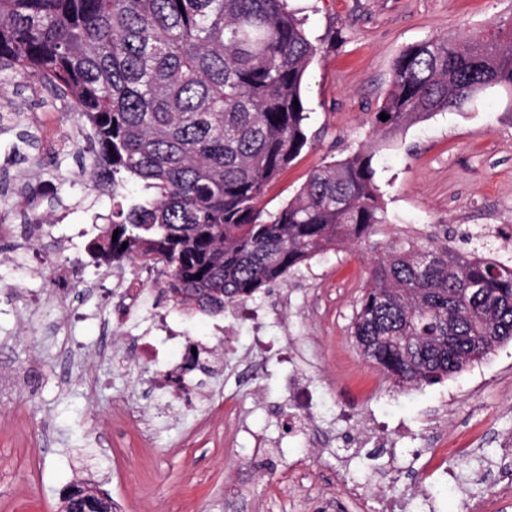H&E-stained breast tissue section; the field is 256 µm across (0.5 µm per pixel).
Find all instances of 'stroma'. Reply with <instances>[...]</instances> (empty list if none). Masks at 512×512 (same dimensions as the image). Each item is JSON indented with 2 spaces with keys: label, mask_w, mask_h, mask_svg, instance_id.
Here are the masks:
<instances>
[{
  "label": "stroma",
  "mask_w": 512,
  "mask_h": 512,
  "mask_svg": "<svg viewBox=\"0 0 512 512\" xmlns=\"http://www.w3.org/2000/svg\"><path fill=\"white\" fill-rule=\"evenodd\" d=\"M318 47L303 102L308 143L267 187L260 207L275 212L318 167L357 151L373 165L390 222L379 240L448 236L467 249V236L489 225L512 227V114L496 89L464 109L405 125L392 137L376 132L395 58L406 47L461 37L512 22V0H294ZM0 111L22 112L34 137L33 162L13 157L14 132L0 134V217L15 231L0 236V512H62L72 485L97 482L121 512H360L343 492L347 480L372 476L379 494L411 499L423 512L439 483L411 451L448 463L470 487L512 512L502 479L482 480L499 455L498 436L512 433V342L467 373L405 392L364 359L350 324L372 264L367 246L330 250L258 298L279 312L282 335L256 348L239 328L222 350L221 367L194 374L170 398L155 389L156 368L138 357L148 323H127L106 335L122 313L119 279L148 284L153 273L91 263L87 239L66 246L74 225L112 213V189L80 176L86 153L81 121L70 103L39 84L21 89L0 76ZM54 183L55 202H30L29 186ZM60 221L37 247L18 251L30 227L29 207ZM69 268L60 279V268ZM85 302L72 318L65 299ZM289 344L318 387L320 422L311 434L288 432L283 383ZM394 433L385 454L359 438L370 414ZM355 449L345 479L336 459ZM457 448L474 452L471 469Z\"/></svg>",
  "instance_id": "obj_1"
}]
</instances>
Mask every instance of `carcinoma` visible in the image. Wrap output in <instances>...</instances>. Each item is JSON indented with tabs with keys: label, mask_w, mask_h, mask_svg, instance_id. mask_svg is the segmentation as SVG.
Returning <instances> with one entry per match:
<instances>
[{
	"label": "carcinoma",
	"mask_w": 512,
	"mask_h": 512,
	"mask_svg": "<svg viewBox=\"0 0 512 512\" xmlns=\"http://www.w3.org/2000/svg\"><path fill=\"white\" fill-rule=\"evenodd\" d=\"M316 53L289 0H0V72L70 100L90 126L89 180L114 197L130 181L146 192L118 205L89 255L162 267L159 297L187 312L220 315L389 223L364 152L315 169L276 213L259 208L307 143L302 84ZM490 88L511 113L512 23L411 45L394 61L380 131ZM351 336L396 388L437 383L512 341V262L394 238L374 258ZM83 488L65 502L112 512L108 497L79 499Z\"/></svg>",
	"instance_id": "carcinoma-1"
}]
</instances>
